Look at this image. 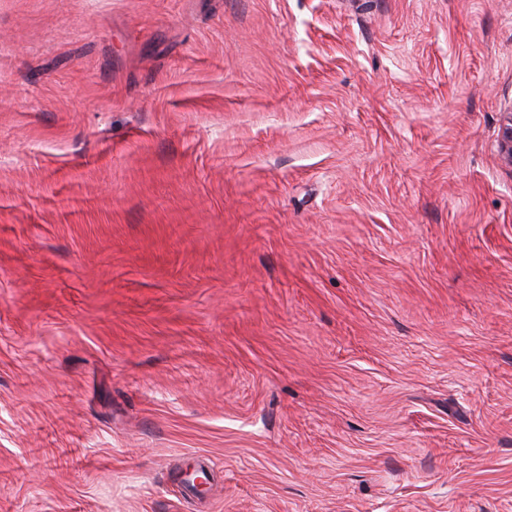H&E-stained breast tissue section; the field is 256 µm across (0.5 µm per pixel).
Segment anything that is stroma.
<instances>
[{
  "mask_svg": "<svg viewBox=\"0 0 512 512\" xmlns=\"http://www.w3.org/2000/svg\"><path fill=\"white\" fill-rule=\"evenodd\" d=\"M511 110L512 0H0V512H512Z\"/></svg>",
  "mask_w": 512,
  "mask_h": 512,
  "instance_id": "stroma-1",
  "label": "stroma"
}]
</instances>
